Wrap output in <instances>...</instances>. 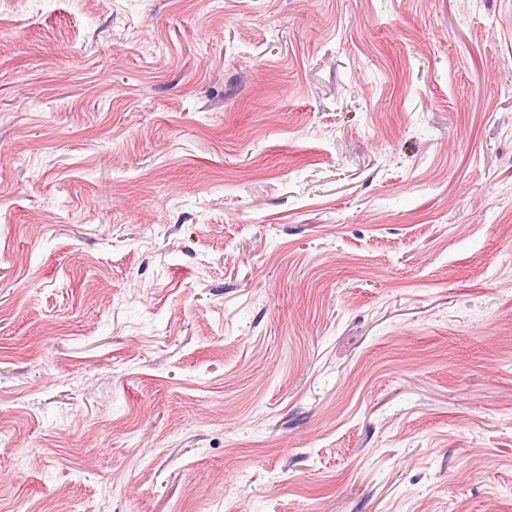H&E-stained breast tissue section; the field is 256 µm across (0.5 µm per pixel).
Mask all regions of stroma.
<instances>
[{
    "label": "stroma",
    "mask_w": 512,
    "mask_h": 512,
    "mask_svg": "<svg viewBox=\"0 0 512 512\" xmlns=\"http://www.w3.org/2000/svg\"><path fill=\"white\" fill-rule=\"evenodd\" d=\"M0 512H512V0H0Z\"/></svg>",
    "instance_id": "stroma-1"
}]
</instances>
